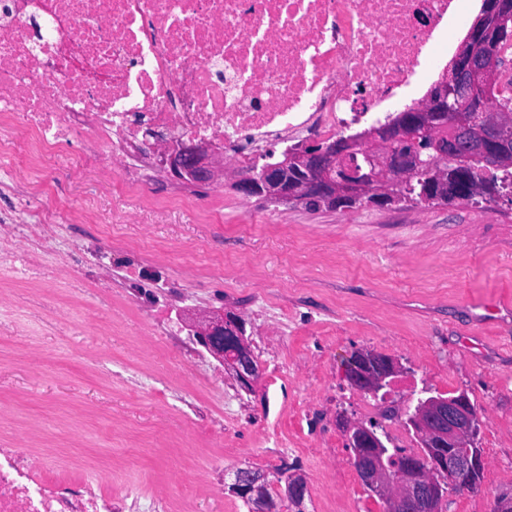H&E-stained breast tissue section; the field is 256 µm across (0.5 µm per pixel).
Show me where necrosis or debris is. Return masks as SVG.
I'll list each match as a JSON object with an SVG mask.
<instances>
[{
	"mask_svg": "<svg viewBox=\"0 0 512 512\" xmlns=\"http://www.w3.org/2000/svg\"><path fill=\"white\" fill-rule=\"evenodd\" d=\"M473 0H0V124L37 149L77 146L148 186L162 149L194 142L237 171L416 105ZM51 215L0 213V273L41 291L0 312L40 316L58 252ZM72 283L111 281L112 239L72 251ZM0 512H123L100 475L0 448Z\"/></svg>",
	"mask_w": 512,
	"mask_h": 512,
	"instance_id": "necrosis-or-debris-1",
	"label": "necrosis or debris"
}]
</instances>
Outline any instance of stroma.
Instances as JSON below:
<instances>
[{"instance_id": "1", "label": "stroma", "mask_w": 512, "mask_h": 512, "mask_svg": "<svg viewBox=\"0 0 512 512\" xmlns=\"http://www.w3.org/2000/svg\"><path fill=\"white\" fill-rule=\"evenodd\" d=\"M13 179L31 198L0 193V210L54 212L59 267L66 248L108 229L124 285L79 287L58 335L25 317L19 335L0 337V448L20 441L69 467L85 457L113 490L174 500L176 512H243L224 472L275 476L272 433L311 451L297 460L305 512H386L356 474L348 426L381 423L391 445L418 454L406 411L422 393L463 392L483 421V479L443 508L493 512L512 497V203L314 209L243 196L228 172L201 205L165 171L144 195L78 153L36 155L21 141L0 152V181ZM173 278L187 289L182 310L241 318L261 362L252 390L208 352L184 366L154 335L153 287ZM359 349L401 364L386 401L348 385L344 363Z\"/></svg>"}]
</instances>
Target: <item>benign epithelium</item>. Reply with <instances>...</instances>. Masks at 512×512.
<instances>
[{"mask_svg": "<svg viewBox=\"0 0 512 512\" xmlns=\"http://www.w3.org/2000/svg\"><path fill=\"white\" fill-rule=\"evenodd\" d=\"M512 42V3L485 0L481 14L470 28L460 52L448 73L431 90L425 102L409 108L412 118L396 125L373 128L359 138L294 147L281 162L264 166L258 174H246L236 181L237 190L246 196H262L282 203H308L322 199L331 207H349L363 201L378 205L392 203L408 182V170L426 167L432 183L421 198L441 200L443 189L452 184L454 199L470 200L477 187L469 175V162L479 160L485 169L512 167V115L488 103L486 93L503 83L512 67L495 47ZM426 139L427 158L421 152L396 157L392 144L404 147ZM170 173L183 180L209 182L215 177V160L208 159L203 147L183 144L164 157ZM240 320L225 312L204 321L195 340L222 359L244 388L252 386L260 363L239 331ZM399 366L390 361L385 369L361 370L355 375L357 387L375 393ZM411 424L424 448H456L449 453L448 471L434 476L420 475L409 464L404 483L394 485L386 476L381 449L367 447L366 439L375 435L354 427L349 437L354 451L355 469L361 482L372 492L388 499L389 512H440L439 505L450 493L465 490V476L484 466L482 453L473 445L480 417L465 394L419 401ZM233 483L251 481L255 512H264L263 473L249 467L231 471Z\"/></svg>", "mask_w": 512, "mask_h": 512, "instance_id": "benign-epithelium-1", "label": "benign epithelium"}]
</instances>
